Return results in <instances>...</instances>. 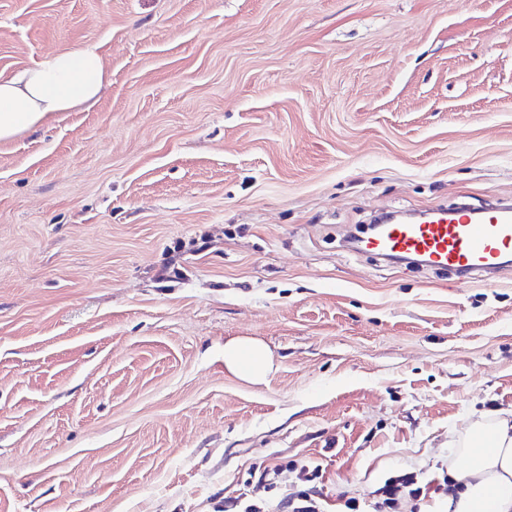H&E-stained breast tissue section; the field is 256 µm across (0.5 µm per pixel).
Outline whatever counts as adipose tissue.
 Returning a JSON list of instances; mask_svg holds the SVG:
<instances>
[{
	"mask_svg": "<svg viewBox=\"0 0 512 512\" xmlns=\"http://www.w3.org/2000/svg\"><path fill=\"white\" fill-rule=\"evenodd\" d=\"M110 83L97 47L48 55L0 80V141L38 131L48 116L95 103ZM224 366L259 383L273 368L265 344L236 338L224 344ZM463 462L457 491L434 512H512V411L469 421L456 443Z\"/></svg>",
	"mask_w": 512,
	"mask_h": 512,
	"instance_id": "adipose-tissue-1",
	"label": "adipose tissue"
}]
</instances>
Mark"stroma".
I'll return each mask as SVG.
<instances>
[{"mask_svg":"<svg viewBox=\"0 0 512 512\" xmlns=\"http://www.w3.org/2000/svg\"><path fill=\"white\" fill-rule=\"evenodd\" d=\"M97 46L91 107L0 141V512H222L461 468L512 409V265L358 251L512 204V0H0V79ZM265 343L252 384L226 341ZM284 469L298 470L299 479L304 483V488L275 503L261 505L240 495L234 500L224 502V512H268L266 508H274L277 512H368L362 510L359 500L354 497L347 498L337 506L323 495L318 484H322L325 472L323 464L318 460L306 459L290 465L265 468L263 478L268 482L270 489L276 488L279 476Z\"/></svg>","mask_w":512,"mask_h":512,"instance_id":"1","label":"stroma"}]
</instances>
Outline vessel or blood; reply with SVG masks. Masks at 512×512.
<instances>
[{"instance_id": "obj_1", "label": "vessel or blood", "mask_w": 512, "mask_h": 512, "mask_svg": "<svg viewBox=\"0 0 512 512\" xmlns=\"http://www.w3.org/2000/svg\"><path fill=\"white\" fill-rule=\"evenodd\" d=\"M363 248L385 257L419 256L431 265L470 277L504 266L512 258V209L432 208L421 223L386 225Z\"/></svg>"}]
</instances>
